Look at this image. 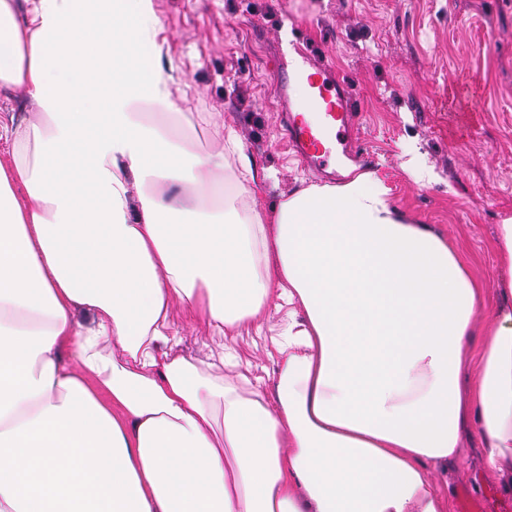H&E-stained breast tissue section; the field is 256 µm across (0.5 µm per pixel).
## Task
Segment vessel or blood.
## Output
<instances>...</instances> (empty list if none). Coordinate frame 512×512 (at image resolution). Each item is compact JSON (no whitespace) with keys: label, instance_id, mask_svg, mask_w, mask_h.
<instances>
[{"label":"vessel or blood","instance_id":"1","mask_svg":"<svg viewBox=\"0 0 512 512\" xmlns=\"http://www.w3.org/2000/svg\"><path fill=\"white\" fill-rule=\"evenodd\" d=\"M274 93L281 102L283 139L287 147L308 164L327 168L336 158L337 146L347 138L357 118L353 96L331 66L315 62L307 52L298 60L279 59ZM307 85V101L293 103L289 98L291 81Z\"/></svg>","mask_w":512,"mask_h":512}]
</instances>
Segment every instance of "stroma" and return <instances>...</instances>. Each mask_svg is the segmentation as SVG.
Wrapping results in <instances>:
<instances>
[{
    "label": "stroma",
    "mask_w": 512,
    "mask_h": 512,
    "mask_svg": "<svg viewBox=\"0 0 512 512\" xmlns=\"http://www.w3.org/2000/svg\"><path fill=\"white\" fill-rule=\"evenodd\" d=\"M152 10L156 54L178 106L175 134L199 153L214 123L236 136L237 150H225L213 173L224 209L254 203L271 221L280 201L321 182L285 148L271 90L274 60L293 37L352 89L353 138L374 155L395 206L457 245L474 275L498 287L497 228L512 218V0H152ZM411 150L432 180L404 169ZM241 152L256 179L275 174L254 202L234 186ZM173 321L178 353L204 362L229 353L250 386L273 392L287 304H269L261 326L220 345L184 308H174ZM482 447L477 432L465 434L463 455L438 473L449 499L463 486L499 487L481 465Z\"/></svg>",
    "instance_id": "stroma-1"
}]
</instances>
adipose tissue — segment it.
I'll return each mask as SVG.
<instances>
[{"instance_id":"adipose-tissue-1","label":"adipose tissue","mask_w":512,"mask_h":512,"mask_svg":"<svg viewBox=\"0 0 512 512\" xmlns=\"http://www.w3.org/2000/svg\"><path fill=\"white\" fill-rule=\"evenodd\" d=\"M27 3L0 0V86L25 103L0 119V512H450L427 468L467 424L512 485V285L488 295L371 172L271 224L225 214L224 130L174 138L151 0ZM273 296L304 314L274 401L175 352L173 305L222 336Z\"/></svg>"}]
</instances>
